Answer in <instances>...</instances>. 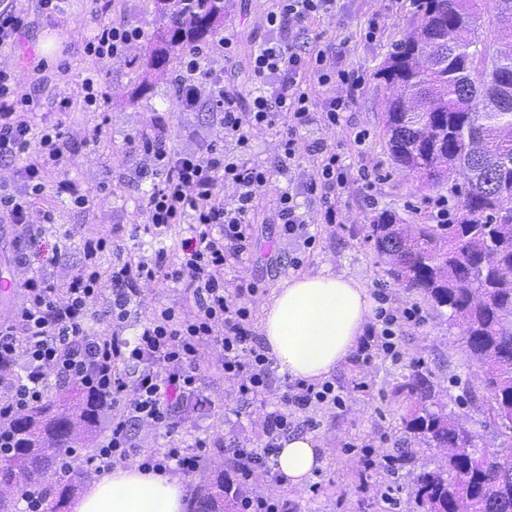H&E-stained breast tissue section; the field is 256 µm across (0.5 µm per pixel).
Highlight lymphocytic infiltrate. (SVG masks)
Masks as SVG:
<instances>
[{
	"label": "lymphocytic infiltrate",
	"mask_w": 512,
	"mask_h": 512,
	"mask_svg": "<svg viewBox=\"0 0 512 512\" xmlns=\"http://www.w3.org/2000/svg\"><path fill=\"white\" fill-rule=\"evenodd\" d=\"M337 2L275 0L265 23L276 38L253 52L248 85L211 92L209 105L218 112L220 123L205 152L168 150L166 129L157 118L129 139L132 153L150 155L155 175L144 204V233L162 235L185 220L193 222L176 254L161 251L151 259L133 257L118 244L115 229L96 224L81 233L84 262L65 281L54 277L60 251L45 255L32 246L51 224L52 211L39 198L47 179L56 176L66 161L68 143L58 127L35 129L29 96L16 94L11 74L0 70V161L14 166L11 187L0 191V223L14 225L22 246L18 262L28 270L11 320L0 323V448L9 445V419L44 402L52 377L77 387L104 385L113 404L123 399L127 389H134L127 420L112 423L98 446L96 458L103 470L135 455L128 420L175 429L172 407L193 393L204 347L223 352L224 375L241 379L243 395L269 387V359L245 328L250 316L245 297L253 288L243 286L231 294L224 287V267L246 251L245 224L270 178L267 169L247 165L243 157L252 131L281 122L288 135L279 167L287 169L298 150L296 132L312 122L316 110H324L332 123L346 111L349 101L341 97L317 104L312 87L336 81L355 87L360 76L332 61L329 47H316L304 56L292 40L314 18L335 16ZM141 36L134 27L106 26L85 43L84 50L114 59ZM227 182L239 189L232 206L225 205L221 193ZM107 251L114 256L108 270L98 263ZM167 282L184 284L192 296L194 315H183L172 306L153 308L135 341H128L123 335L128 306L141 298L145 285ZM107 283L113 288L116 320L104 333L95 334L86 322ZM335 398L329 383L318 388L286 386L279 410L267 416L263 452L250 448L232 452L241 479L251 480L256 470L264 468L277 441L292 428L294 411Z\"/></svg>",
	"instance_id": "lymphocytic-infiltrate-1"
}]
</instances>
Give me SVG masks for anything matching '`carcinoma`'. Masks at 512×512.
<instances>
[{
  "instance_id": "1",
  "label": "carcinoma",
  "mask_w": 512,
  "mask_h": 512,
  "mask_svg": "<svg viewBox=\"0 0 512 512\" xmlns=\"http://www.w3.org/2000/svg\"><path fill=\"white\" fill-rule=\"evenodd\" d=\"M484 0H420L418 24L395 43L376 77L399 94L384 99V138L394 164L423 186L449 182L458 172L463 214L446 224H406L382 213L366 225L367 240L394 281L416 291L460 324L467 353L482 370L488 421L512 410V100L489 108L486 72L512 86V0H491L497 27L483 29ZM177 20L161 35L149 65L169 51L196 45L224 18V0H157ZM414 397L405 428L430 448H444L442 465L420 474L414 495L422 512H512V454L479 452V433L465 429L439 403L433 386L417 374L407 383ZM76 395L69 409L47 400L11 422L13 447L0 450V512H16L15 492L43 478L50 512H66L75 486L57 483L60 465L79 469L81 436L96 430L107 409L102 389L59 382ZM198 512H235L241 486L215 470Z\"/></svg>"
}]
</instances>
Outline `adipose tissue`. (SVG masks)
Returning a JSON list of instances; mask_svg holds the SVG:
<instances>
[{"mask_svg": "<svg viewBox=\"0 0 512 512\" xmlns=\"http://www.w3.org/2000/svg\"><path fill=\"white\" fill-rule=\"evenodd\" d=\"M374 299L362 281L324 266L284 280L263 304L262 343L280 375L315 384L356 352L373 317ZM323 440L281 439L274 471L283 486L301 488L321 467ZM182 481L146 470L136 461L116 466L90 483L71 512H190Z\"/></svg>", "mask_w": 512, "mask_h": 512, "instance_id": "1", "label": "adipose tissue"}]
</instances>
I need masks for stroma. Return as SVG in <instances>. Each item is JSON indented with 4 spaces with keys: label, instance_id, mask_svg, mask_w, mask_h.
<instances>
[{
    "label": "stroma",
    "instance_id": "1",
    "mask_svg": "<svg viewBox=\"0 0 512 512\" xmlns=\"http://www.w3.org/2000/svg\"><path fill=\"white\" fill-rule=\"evenodd\" d=\"M16 6L27 14L30 26L15 46L0 51V69L9 71L19 90L37 101V126L62 124L68 141L77 145L61 177L85 188L106 186V203L90 216L74 208L67 196L56 195L54 180L46 181L44 201L52 207L54 224L38 247L46 252L61 250L57 278L80 267L83 255L76 231L90 220L105 226L122 225L119 242L133 255L151 257L161 250L174 253L180 239L190 235L188 225H180L160 239L128 232L131 225L144 223L145 195L154 181L149 159L128 154V139L155 116L167 129L168 150H203L214 138L218 124L216 114L207 108L183 111L177 87L182 70L180 52L171 53L164 71L148 67L159 33L172 25L170 16L159 15L152 0H110L104 13L98 12L95 0H63L60 12L50 18L43 14L40 0H17ZM270 6V0H226L224 19L213 35H234L239 55L230 63L216 57L204 61L214 84L231 90L243 82L248 56L273 38L264 24ZM416 15L404 0H340L336 17L309 23L296 38L298 49L331 46L348 68L361 75L362 84L353 91L341 84L317 88V102L334 95L347 96L350 106L337 125L319 117L298 130L299 150L286 172L276 170L281 141L287 135L284 124L255 131L246 157L248 163L273 171L246 226V252L240 261L224 267L228 290L243 283L255 289L247 298L250 336H258L261 306L281 280L324 266L362 280L372 297H385L387 306L398 311L416 308L424 318L421 324L403 326L396 340L400 352L396 359L379 351L376 337L381 325L371 321L358 350L331 377L341 405H320L296 414L293 434L326 441L323 465L305 487H282L270 471L257 472L244 484L245 495L287 501L289 512H420L414 501L415 479L436 468L441 455L414 444L403 424L409 404L405 385L417 373L439 391L449 415L478 431L479 447L497 449L512 442V431L485 421L479 402L480 370L465 351L459 325L449 322L447 311L434 309L419 293L401 288L366 238L367 224L383 211L396 213L408 224L429 223L437 199L445 197L454 215L462 213L460 197L451 195L448 186L423 189L415 178L399 171L383 137L385 91L374 74ZM372 23L378 25L379 33L375 41L368 42L363 34ZM108 24L139 28L143 36L124 56L105 63L86 54L84 44L100 26ZM93 73L99 74L107 99L103 114L88 111L83 103L80 84ZM62 99L69 102L64 113L54 107ZM98 123L103 126L101 137L86 142L87 128ZM331 152L340 157L347 175L345 185L330 195L337 211L333 224L324 219L319 194L305 187L308 176ZM374 166L382 178L371 190H364L356 174L360 168ZM285 192L308 222L315 239L312 248L301 247L283 231L277 204ZM157 305L187 310L192 303L179 285L145 289L142 304L129 306L127 339H135ZM223 361L218 351L204 349L196 391L187 407L177 413L178 426L173 433L148 422L129 425L132 441L159 456L172 443L185 447L199 440L206 442L198 469L172 472L194 495L210 484L216 466H223L225 475L236 477L230 461L232 449L263 450L266 417L277 409V397L288 383L278 375L270 390L255 397L242 396L239 381L225 377Z\"/></svg>",
    "mask_w": 512,
    "mask_h": 512
}]
</instances>
